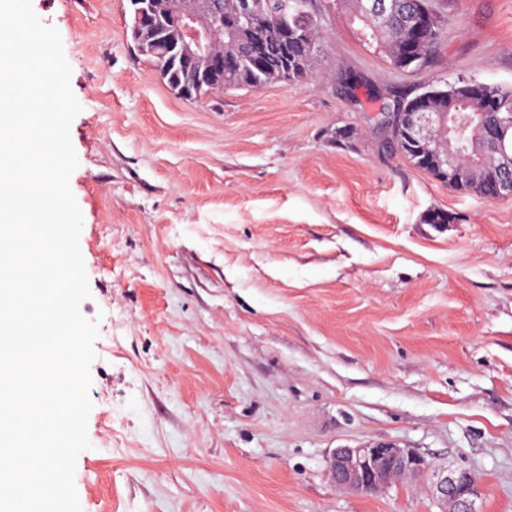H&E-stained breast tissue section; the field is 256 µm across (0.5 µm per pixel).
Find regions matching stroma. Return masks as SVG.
Returning <instances> with one entry per match:
<instances>
[{
    "label": "stroma",
    "instance_id": "1",
    "mask_svg": "<svg viewBox=\"0 0 512 512\" xmlns=\"http://www.w3.org/2000/svg\"><path fill=\"white\" fill-rule=\"evenodd\" d=\"M32 7L81 106L82 512H440L419 482L336 489L332 451L375 442L471 469L481 512H512V199L414 168L383 114L460 76L512 86V0H441L409 71L360 41L354 0H322L311 79L198 101L134 50L127 0Z\"/></svg>",
    "mask_w": 512,
    "mask_h": 512
}]
</instances>
